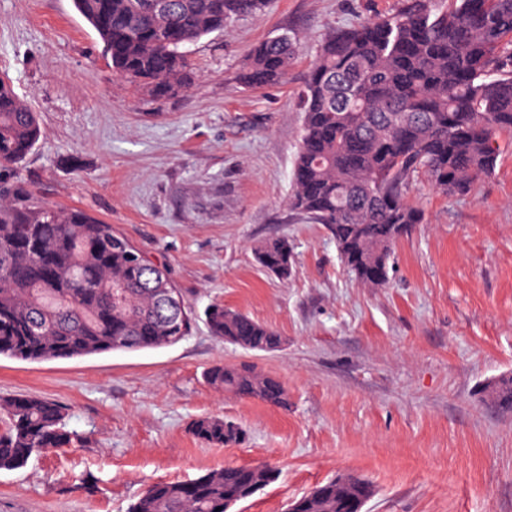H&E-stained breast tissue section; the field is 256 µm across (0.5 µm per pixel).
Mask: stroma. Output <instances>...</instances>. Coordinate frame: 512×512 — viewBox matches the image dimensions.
I'll use <instances>...</instances> for the list:
<instances>
[{
  "instance_id": "stroma-1",
  "label": "stroma",
  "mask_w": 512,
  "mask_h": 512,
  "mask_svg": "<svg viewBox=\"0 0 512 512\" xmlns=\"http://www.w3.org/2000/svg\"><path fill=\"white\" fill-rule=\"evenodd\" d=\"M405 4L267 0L189 45L190 88L158 98L113 73L73 0H0V76L43 129L17 181L111 224L167 266L199 316L169 347L0 357V398L59 403L79 436L0 470V512H127L152 484L257 463L279 476L241 512H285L342 472L374 485L367 512H512V412L478 394L512 375V139L469 194L415 177L407 197L425 221L380 288L361 286L330 233L288 207L298 93L321 37ZM288 31L301 41L286 82L243 86L251 49ZM270 237L293 246L287 279L255 260ZM214 302L273 328L281 347L211 336L200 316ZM220 363L280 380L287 407L213 388L203 374ZM206 416L236 422L244 441L200 442L189 427Z\"/></svg>"
}]
</instances>
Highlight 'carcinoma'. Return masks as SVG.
<instances>
[{"mask_svg": "<svg viewBox=\"0 0 512 512\" xmlns=\"http://www.w3.org/2000/svg\"><path fill=\"white\" fill-rule=\"evenodd\" d=\"M409 0L391 17L325 33L300 92L303 124L290 208L332 236L341 261L367 288L388 279L397 242L423 222L406 197L423 172L448 195H466L494 171L498 140L512 136V0ZM266 0H73L119 77L156 96L187 89L184 48ZM300 43L284 33L255 46L240 72L246 87L279 83ZM42 138L37 113L0 77V173H12ZM257 263L286 279L294 264L288 239L254 249ZM195 320L167 269L112 225L80 209L34 201L0 180V356L25 361L136 352L173 345ZM211 335L247 351L282 339L249 315L214 303ZM208 384L241 398L288 406L283 384L252 367L216 364ZM486 400L512 410V376L488 386ZM0 470L22 467L36 451L78 438L65 410L41 398L0 399ZM216 445L244 439L235 422L201 417L190 426ZM278 477L266 465L211 470L186 482L149 486L128 512H216L224 500L252 497ZM367 492L365 478H334L309 491L308 512H345Z\"/></svg>", "mask_w": 512, "mask_h": 512, "instance_id": "cac0c4a2", "label": "carcinoma"}]
</instances>
